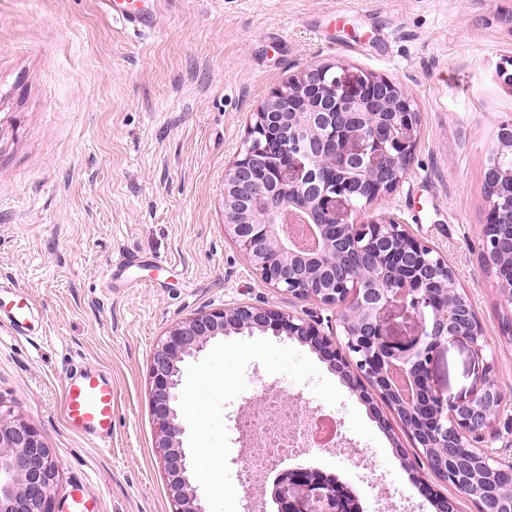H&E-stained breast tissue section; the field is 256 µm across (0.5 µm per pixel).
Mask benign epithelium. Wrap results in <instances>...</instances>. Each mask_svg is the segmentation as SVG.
Instances as JSON below:
<instances>
[{
  "mask_svg": "<svg viewBox=\"0 0 512 512\" xmlns=\"http://www.w3.org/2000/svg\"><path fill=\"white\" fill-rule=\"evenodd\" d=\"M418 135L419 114L399 85L332 64L300 71L254 113L247 147L224 174V232L274 291L336 309V331L326 334L293 311L238 302L196 312L160 337L150 361L149 410L172 512H209L192 486L180 439V365L231 333L284 334L317 352L353 391L372 388L414 447L441 449L416 479L436 512H458L469 462L494 459L488 443L499 438L494 423L504 403L494 360L484 361L467 398L452 400L430 383V367L449 343L466 342L483 357L484 331L470 299L452 300L455 270L397 217L359 223L352 216L354 197L371 206L399 186ZM511 152L509 120L499 125L486 165L482 230L483 263L495 271L506 305L512 170L501 159ZM392 307L416 325L406 343L388 334L385 312ZM390 419L379 415L387 429ZM497 473L477 500L478 512H499L512 499V470ZM58 477L38 430L0 400V512H55ZM271 495L278 512H361L353 489L314 467L282 471Z\"/></svg>",
  "mask_w": 512,
  "mask_h": 512,
  "instance_id": "1",
  "label": "benign epithelium"
}]
</instances>
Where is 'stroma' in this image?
<instances>
[{
    "mask_svg": "<svg viewBox=\"0 0 512 512\" xmlns=\"http://www.w3.org/2000/svg\"><path fill=\"white\" fill-rule=\"evenodd\" d=\"M512 0H166L139 38L98 0H0V278L34 303L32 340L0 323V398L42 435L60 469L56 503L83 480L99 512H171L149 412L159 338L193 313L248 301L330 331L334 309L276 293L225 235L224 173L271 91L311 64L385 77L420 116L414 159L373 214L396 215L448 258L494 357L506 403L490 449L512 461V338L495 275L481 259L484 169L512 119ZM136 266L112 271L126 254ZM483 357L447 345L432 366L451 398L479 383ZM112 376L111 449L71 432L61 393L71 367ZM182 444L210 512H277L271 478L242 489L247 440L234 429L269 393L336 413L342 445L306 448L310 465L359 494L363 512H435L395 454L400 426L309 347L272 334L213 340L181 367Z\"/></svg>",
    "mask_w": 512,
    "mask_h": 512,
    "instance_id": "stroma-1",
    "label": "stroma"
}]
</instances>
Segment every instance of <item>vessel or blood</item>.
<instances>
[{
    "instance_id": "vessel-or-blood-1",
    "label": "vessel or blood",
    "mask_w": 512,
    "mask_h": 512,
    "mask_svg": "<svg viewBox=\"0 0 512 512\" xmlns=\"http://www.w3.org/2000/svg\"><path fill=\"white\" fill-rule=\"evenodd\" d=\"M113 23L138 35H149L162 25V0H153L145 8L134 0H101ZM0 318L9 323L18 337H27L33 320V306L23 296H16L0 310ZM65 424L74 432L95 440L97 447L112 446V379L107 372L88 366L72 371L62 397ZM66 512H99L98 502L84 481L71 488L65 504Z\"/></svg>"
}]
</instances>
